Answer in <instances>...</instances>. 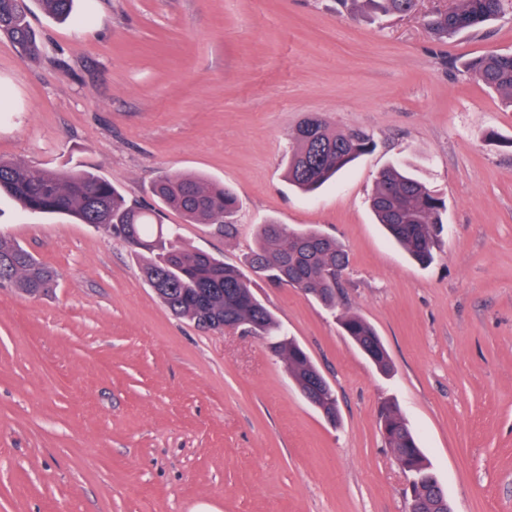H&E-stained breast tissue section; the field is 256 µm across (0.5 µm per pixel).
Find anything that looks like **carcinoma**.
<instances>
[{
	"label": "carcinoma",
	"instance_id": "obj_1",
	"mask_svg": "<svg viewBox=\"0 0 512 512\" xmlns=\"http://www.w3.org/2000/svg\"><path fill=\"white\" fill-rule=\"evenodd\" d=\"M362 11L382 16H406L417 0H341ZM48 15H71L73 0H37ZM512 0H458L456 6L424 16V25L436 39L474 31L506 13ZM27 0H0V36L5 35L25 55L40 51L28 20ZM464 72L498 93L512 108V52H495L467 59ZM375 143L364 131L333 129L318 115L307 117L291 137L288 181L311 193L332 179ZM150 193L191 224H215L224 237L234 236L231 218L239 200L234 190L203 178L166 173L151 185ZM23 211L70 216L94 224L122 239L133 251L151 258L141 274L163 305L176 317L219 333L241 331L260 337L286 365L301 395L314 393L312 406L329 422L338 419L337 399L329 381L295 340L284 336L272 312L256 296L252 277L298 288L327 306L336 305V270L348 256L333 237L317 230H292L285 224L261 225L256 247L246 257L251 274L200 250L177 245L176 231L155 223L156 211L129 200L112 182L88 169L66 171L32 169L22 161L0 160V196ZM372 212L389 236L414 260L434 257L443 228L445 203L398 165L382 169L370 198ZM17 288L25 297L45 295L56 287L54 272L17 244L0 239V286ZM345 335L382 372L390 370L386 348L375 328L362 317H341ZM381 428L395 459L412 478L410 495L418 512H452L448 496L426 460L415 434L391 405L383 408Z\"/></svg>",
	"mask_w": 512,
	"mask_h": 512
}]
</instances>
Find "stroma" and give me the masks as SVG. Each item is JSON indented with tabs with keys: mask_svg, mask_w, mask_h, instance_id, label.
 Instances as JSON below:
<instances>
[{
	"mask_svg": "<svg viewBox=\"0 0 512 512\" xmlns=\"http://www.w3.org/2000/svg\"><path fill=\"white\" fill-rule=\"evenodd\" d=\"M453 4L378 22L336 0H79L66 22L31 8L38 55L0 36V158L84 165L150 207L161 172L223 182L241 200L234 238L162 222L238 266L271 221L349 255L332 308L253 283L333 386L332 425L258 337L174 317L125 242L0 199V238L58 274L46 297L0 287V512H406L388 402L454 512H512V110L461 70L512 51V17L433 41L423 15ZM310 114L377 147L305 196L285 168ZM394 162L446 202L431 264L370 210ZM348 312L390 374L344 336ZM341 326L353 344L381 372L390 370V360L386 348L375 328L362 317L346 313L341 317Z\"/></svg>",
	"mask_w": 512,
	"mask_h": 512,
	"instance_id": "1",
	"label": "stroma"
}]
</instances>
